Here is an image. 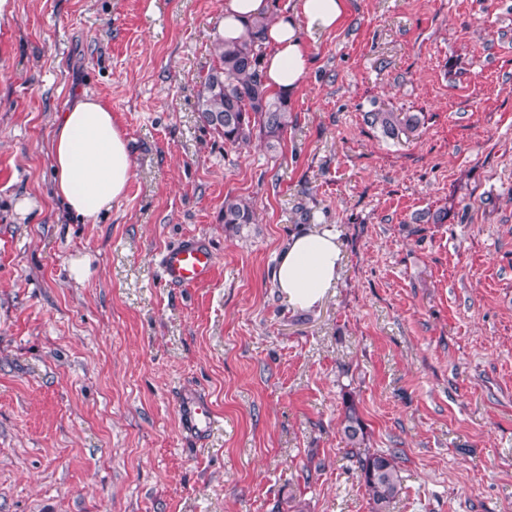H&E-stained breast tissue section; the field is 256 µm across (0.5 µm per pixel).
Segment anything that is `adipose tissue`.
<instances>
[{
    "label": "adipose tissue",
    "instance_id": "adipose-tissue-1",
    "mask_svg": "<svg viewBox=\"0 0 512 512\" xmlns=\"http://www.w3.org/2000/svg\"><path fill=\"white\" fill-rule=\"evenodd\" d=\"M345 0H294L266 31L265 84L293 92L311 64L303 30L329 32L339 24ZM270 0H224L225 41L238 40L247 23L269 15ZM52 190L69 215L82 221L111 212L125 196L133 173L128 140L112 111L84 93L62 112L51 138ZM341 252L334 234L313 231L293 237L279 257L273 280L292 308L309 310L338 277Z\"/></svg>",
    "mask_w": 512,
    "mask_h": 512
}]
</instances>
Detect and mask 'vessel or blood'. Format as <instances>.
Here are the masks:
<instances>
[{
	"mask_svg": "<svg viewBox=\"0 0 512 512\" xmlns=\"http://www.w3.org/2000/svg\"><path fill=\"white\" fill-rule=\"evenodd\" d=\"M214 264L211 248L194 238L165 249L159 259V268L165 281L180 286L206 282L213 272ZM179 415L183 431L191 435L205 433L215 420V412L208 401L192 391L182 394Z\"/></svg>",
	"mask_w": 512,
	"mask_h": 512,
	"instance_id": "b4317fda",
	"label": "vessel or blood"
}]
</instances>
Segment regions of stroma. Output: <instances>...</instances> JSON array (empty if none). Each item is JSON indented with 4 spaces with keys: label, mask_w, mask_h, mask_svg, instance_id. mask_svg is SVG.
Segmentation results:
<instances>
[{
    "label": "stroma",
    "mask_w": 512,
    "mask_h": 512,
    "mask_svg": "<svg viewBox=\"0 0 512 512\" xmlns=\"http://www.w3.org/2000/svg\"><path fill=\"white\" fill-rule=\"evenodd\" d=\"M0 20V512H371L353 398L396 450L392 512H512V0H346L276 150L197 112L224 0H9ZM117 117L133 175L68 221L50 141L67 99ZM412 112L388 138L374 109ZM256 223L225 228L224 197ZM34 199L29 215L16 202ZM444 209L442 224L416 223ZM331 230L335 288L291 308L273 271ZM206 242L207 283L159 254ZM89 263L76 281L73 260ZM218 422L181 428V391ZM214 264L211 248L194 238L165 249L159 259V268L165 281L180 286L206 282L211 277Z\"/></svg>",
    "instance_id": "35a3bbf8"
}]
</instances>
